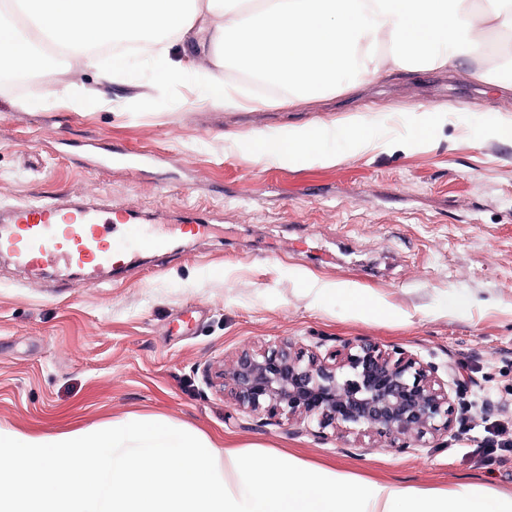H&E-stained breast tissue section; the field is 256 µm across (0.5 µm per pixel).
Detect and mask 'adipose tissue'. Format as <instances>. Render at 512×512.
Returning a JSON list of instances; mask_svg holds the SVG:
<instances>
[{"label":"adipose tissue","mask_w":512,"mask_h":512,"mask_svg":"<svg viewBox=\"0 0 512 512\" xmlns=\"http://www.w3.org/2000/svg\"><path fill=\"white\" fill-rule=\"evenodd\" d=\"M127 33L150 34L162 76L181 78L187 66L169 45L206 40L197 67H233L281 88L289 101L335 88L339 73L357 83L382 66L454 70L482 67L493 37L512 42V0H0V53L17 70L41 68L44 45L66 55L72 70L96 66L98 48ZM360 118L348 125L253 129L243 140L271 163L304 160L335 134L356 152L376 147Z\"/></svg>","instance_id":"1"}]
</instances>
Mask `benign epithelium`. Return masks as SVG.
<instances>
[{
    "mask_svg": "<svg viewBox=\"0 0 512 512\" xmlns=\"http://www.w3.org/2000/svg\"><path fill=\"white\" fill-rule=\"evenodd\" d=\"M41 72L4 73L0 86L33 83ZM343 354L329 361L284 343L276 351L245 350L224 360L220 375L237 408L370 435L385 448L403 450L428 434L453 427L454 408L438 367L412 354L379 345L342 341Z\"/></svg>",
    "mask_w": 512,
    "mask_h": 512,
    "instance_id": "1",
    "label": "benign epithelium"
}]
</instances>
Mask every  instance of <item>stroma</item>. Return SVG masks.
<instances>
[{"label":"stroma","instance_id":"35a3bbf8","mask_svg":"<svg viewBox=\"0 0 512 512\" xmlns=\"http://www.w3.org/2000/svg\"><path fill=\"white\" fill-rule=\"evenodd\" d=\"M77 74L102 103L52 96L67 76L0 88V209L42 200H108L165 224L207 217L201 238L143 247L138 226L115 243L134 261L117 274L37 272L0 257V426L55 433L118 418L196 428L228 448H263L427 491L468 485L512 493V96L454 72L382 70L364 90L340 77L300 104L234 75L247 111L205 97L195 75L162 81L149 56ZM19 100L30 109L16 108ZM436 111L430 146L413 145L401 109ZM360 114L366 133L402 150L356 153L341 136L320 157L269 164L238 136L254 128ZM336 162H326V155ZM336 296L321 300L317 287ZM384 300L354 316L345 289ZM464 309L447 314L449 299ZM369 339L435 364L452 392L453 429L399 452L371 436L300 432L282 416L239 410L216 373L226 357L280 343L334 350ZM495 447L493 463L479 450Z\"/></svg>","mask_w":512,"mask_h":512}]
</instances>
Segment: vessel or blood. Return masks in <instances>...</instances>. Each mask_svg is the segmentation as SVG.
I'll return each mask as SVG.
<instances>
[{
  "mask_svg": "<svg viewBox=\"0 0 512 512\" xmlns=\"http://www.w3.org/2000/svg\"><path fill=\"white\" fill-rule=\"evenodd\" d=\"M140 216L100 201L20 204L0 211V253L18 264H62L83 271L124 266L115 241Z\"/></svg>",
  "mask_w": 512,
  "mask_h": 512,
  "instance_id": "obj_1",
  "label": "vessel or blood"
}]
</instances>
